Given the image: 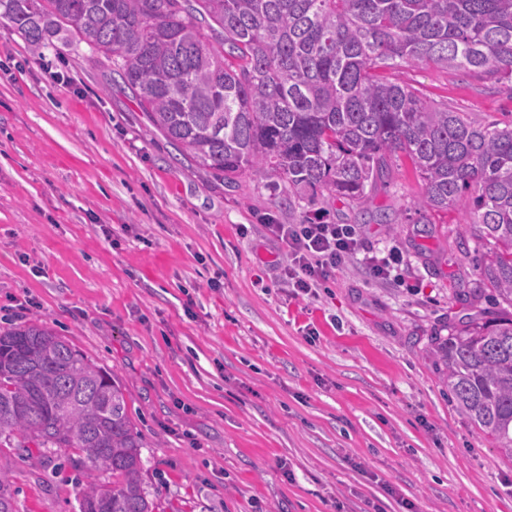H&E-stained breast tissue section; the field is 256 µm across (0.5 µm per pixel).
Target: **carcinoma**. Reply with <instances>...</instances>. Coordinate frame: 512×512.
<instances>
[{
    "label": "carcinoma",
    "instance_id": "carcinoma-1",
    "mask_svg": "<svg viewBox=\"0 0 512 512\" xmlns=\"http://www.w3.org/2000/svg\"><path fill=\"white\" fill-rule=\"evenodd\" d=\"M2 22L37 52L84 43L110 61L220 181L359 203L408 158L417 210L460 208L490 245L479 276L501 314L449 326L435 356L457 409L512 460V123L477 124L382 75L428 62L512 83V0H0ZM0 447L84 452L67 458L86 479L79 512L159 509L117 377L46 326L0 328ZM0 512H17L1 472Z\"/></svg>",
    "mask_w": 512,
    "mask_h": 512
}]
</instances>
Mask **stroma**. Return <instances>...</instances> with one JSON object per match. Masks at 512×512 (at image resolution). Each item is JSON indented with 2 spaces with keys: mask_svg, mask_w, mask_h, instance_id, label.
Returning a JSON list of instances; mask_svg holds the SVG:
<instances>
[{
  "mask_svg": "<svg viewBox=\"0 0 512 512\" xmlns=\"http://www.w3.org/2000/svg\"><path fill=\"white\" fill-rule=\"evenodd\" d=\"M388 77L512 121V91L463 72ZM423 191L401 156L362 204L326 215L368 249L398 248L418 294L357 258L293 297L263 227L315 206L247 175L214 181L103 57L39 53L0 26V327L46 325L116 375L165 512H512V462L431 354L459 319L495 313L490 289L471 294L487 244L458 209L421 216ZM0 472L18 512H78L84 478L65 455L0 448Z\"/></svg>",
  "mask_w": 512,
  "mask_h": 512,
  "instance_id": "stroma-1",
  "label": "stroma"
}]
</instances>
